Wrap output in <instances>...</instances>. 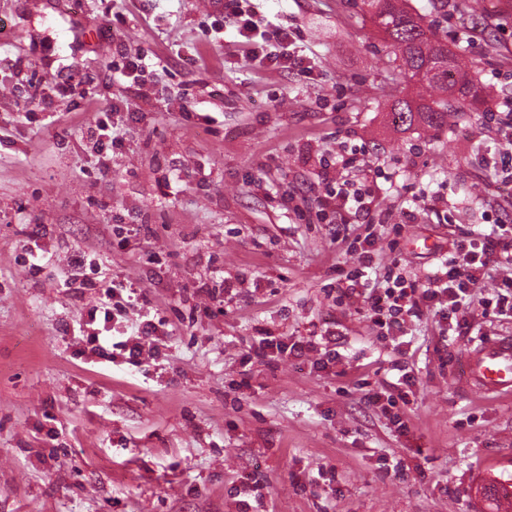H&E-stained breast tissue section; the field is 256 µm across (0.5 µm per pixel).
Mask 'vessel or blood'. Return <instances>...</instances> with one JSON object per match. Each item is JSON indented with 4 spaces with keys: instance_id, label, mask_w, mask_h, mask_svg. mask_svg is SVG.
I'll return each instance as SVG.
<instances>
[{
    "instance_id": "b4317fda",
    "label": "vessel or blood",
    "mask_w": 512,
    "mask_h": 512,
    "mask_svg": "<svg viewBox=\"0 0 512 512\" xmlns=\"http://www.w3.org/2000/svg\"><path fill=\"white\" fill-rule=\"evenodd\" d=\"M465 366V383L480 394L512 396V336L469 350Z\"/></svg>"
}]
</instances>
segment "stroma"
I'll use <instances>...</instances> for the list:
<instances>
[{
	"label": "stroma",
	"instance_id": "obj_1",
	"mask_svg": "<svg viewBox=\"0 0 512 512\" xmlns=\"http://www.w3.org/2000/svg\"><path fill=\"white\" fill-rule=\"evenodd\" d=\"M459 2L408 6L512 86V9ZM254 4L311 73L250 60L224 0H0V512H490L480 487L512 489V398L462 380L473 344L512 336L483 303L512 267L473 289L470 329L425 305L393 343L337 298L362 220L332 233L320 177L364 148L344 177L377 188V261L424 281L453 241L512 225L502 98L393 129L398 70L362 0ZM100 112L122 135L105 154L84 134ZM77 252L134 286L130 325L168 321L141 367L92 354ZM331 326L333 361L251 350ZM383 390L393 411L367 399Z\"/></svg>",
	"mask_w": 512,
	"mask_h": 512
}]
</instances>
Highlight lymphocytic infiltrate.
<instances>
[{
	"instance_id": "lymphocytic-infiltrate-1",
	"label": "lymphocytic infiltrate",
	"mask_w": 512,
	"mask_h": 512,
	"mask_svg": "<svg viewBox=\"0 0 512 512\" xmlns=\"http://www.w3.org/2000/svg\"><path fill=\"white\" fill-rule=\"evenodd\" d=\"M224 12L234 18L240 35L249 41L253 58H267L276 65L311 73L312 68L307 65L303 55L291 51L292 33L288 29L275 32L283 48L280 54H269L266 44L255 41V12L248 6L247 0H224ZM322 176L328 187L324 210L328 223H337L347 212H370L375 200L373 187L351 188L349 183L337 182L335 172L328 169L323 171ZM350 251L356 259V266L347 273V285L341 289L340 295L347 299L361 297L364 317L379 327L383 335L392 336L400 332L406 319L418 316L424 303L438 306L443 318L454 320L457 328L466 329L470 326L465 313L466 296L471 286L476 284L479 272L501 262L512 265V226L497 224L478 238L455 242L448 260L422 283L406 279L401 273L400 260H393L385 273V287L371 289L365 295L358 293L357 286L366 269L372 268L375 263L373 233L366 230L357 234ZM102 295L101 311L88 313L89 318L99 317L103 320L102 327L93 329L87 335L94 354L111 363L121 361L135 367L141 366L156 348L157 325L146 320L138 325L136 331L121 329L119 320L126 317L131 300L125 299L113 285L103 287ZM341 337L340 331L327 330L308 336L300 344L288 348L279 337L264 331L255 339V352L260 355L287 349L292 355L300 356L329 349Z\"/></svg>"
}]
</instances>
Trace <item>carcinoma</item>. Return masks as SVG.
Wrapping results in <instances>:
<instances>
[{
	"mask_svg": "<svg viewBox=\"0 0 512 512\" xmlns=\"http://www.w3.org/2000/svg\"><path fill=\"white\" fill-rule=\"evenodd\" d=\"M373 24L390 44L399 74L412 93L394 100L390 118L397 128L446 126L458 112L492 98L497 90L478 77L463 52L435 38L432 22L412 14L406 0H363Z\"/></svg>",
	"mask_w": 512,
	"mask_h": 512,
	"instance_id": "cac0c4a2",
	"label": "carcinoma"
}]
</instances>
